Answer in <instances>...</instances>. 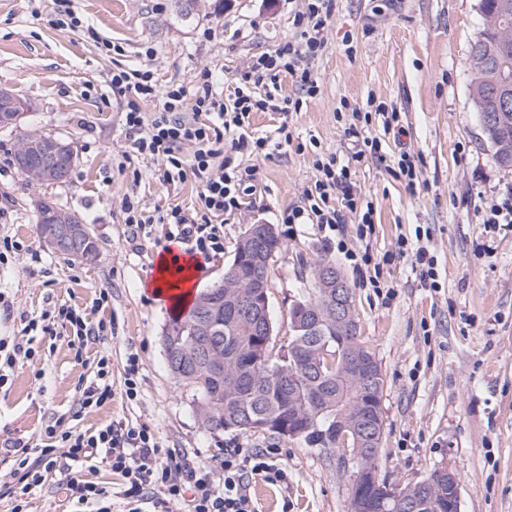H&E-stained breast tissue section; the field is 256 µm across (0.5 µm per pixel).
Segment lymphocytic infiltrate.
I'll return each mask as SVG.
<instances>
[{"label": "lymphocytic infiltrate", "mask_w": 512, "mask_h": 512, "mask_svg": "<svg viewBox=\"0 0 512 512\" xmlns=\"http://www.w3.org/2000/svg\"><path fill=\"white\" fill-rule=\"evenodd\" d=\"M301 2L302 8L294 19L300 29L299 41L255 57L243 70L232 98H224L215 90L212 75L206 69L201 71L192 93L181 86H159L150 70L113 71L112 91L126 101L124 126L130 153L156 159L155 176L159 181H191L197 187L198 205L191 211L175 205L155 213L131 197H123L121 211L130 238H150L154 225L162 224L166 238L187 245L189 253L207 259L223 252L225 214L240 210L246 192L256 187V167L240 166L232 158V151L245 150L261 156L277 147L272 139L247 135L252 113L300 110V100L279 95V77L284 73L307 96L314 97L319 92L317 79L300 62L322 50L323 31L334 0ZM154 100L160 101L161 106L153 116H146L142 106ZM233 129L238 132L237 138L225 142V132ZM378 149L376 140L365 137L353 145L346 163H338L333 156L317 160L315 180L303 192L306 206L289 208L281 217L285 224H317L337 232V251L345 253L352 263L373 267L377 272L382 269L381 261L371 252L348 249L340 233L347 212L358 219V239L370 238L374 232L373 205L354 192L349 175L352 164L377 155ZM336 195L341 198L337 208L329 204ZM61 329L79 353L88 343L112 333L111 324L105 320H89L86 314L67 305L50 306L39 317L24 319L20 335L0 337V389L8 385L16 366L34 363L38 337L56 336ZM138 377V360L129 356L123 387L114 391L111 359L100 356L95 381L85 386L77 399L78 411L100 407L117 394L127 402L136 401ZM8 450L13 462L9 473L0 480V496L14 498L13 512H27V495L42 486L60 455L81 464L100 462L122 477V486L116 491L75 477L65 479L69 498L95 512H111L115 503L122 505L125 512H173L181 503L186 512H259L250 493V476L261 477L270 484L287 480L284 470L270 464L268 453L233 448L224 453V483L216 485L210 468L194 463L188 455L160 448L146 426L126 419L81 432L65 427L63 418L52 417L44 427L42 443L33 445L17 439L10 442Z\"/></svg>", "instance_id": "f902f5d3"}]
</instances>
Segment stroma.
Instances as JSON below:
<instances>
[{"label":"stroma","mask_w":512,"mask_h":512,"mask_svg":"<svg viewBox=\"0 0 512 512\" xmlns=\"http://www.w3.org/2000/svg\"><path fill=\"white\" fill-rule=\"evenodd\" d=\"M299 0H73L81 28L49 25L52 0H0V87L31 102L18 130H0V236L29 245V254L0 269V295L12 317L0 316V336L17 335L19 317L39 316L46 296L93 312L108 291L103 316L110 337L75 354L66 338L39 342L37 367H17L8 391H0V478L9 472L5 441L37 443L47 418L70 415L83 385L93 380L95 359L112 357L121 379L129 354L139 361L137 403L114 398L72 418L79 431L126 417L148 426L164 448L194 454L222 477L225 449L270 450L288 474L287 486L250 478L261 512H351V480L334 454L275 432H211L192 402V390L169 371L160 336L175 312L143 291L155 273L165 233L130 242L119 200L130 195L147 209L196 202L192 183L155 179L156 161L128 156L123 130L125 102L112 92V70L150 69L160 85L194 90L201 70H211L225 94H233L247 61L296 40ZM120 46L105 54L85 34ZM483 28L479 0H336L324 31L323 51L305 60L320 84L302 98L291 78L281 96L302 98L299 111L281 117L256 112L248 133L265 137L287 123L293 136L268 156L240 151L237 163L256 166L254 195L224 217V251L202 263L197 290L224 278L237 243L250 224L274 225L282 247L269 271L270 303L279 343L288 341L289 311L311 297L310 265L327 260L352 288L358 334L375 354L384 377L382 478L411 485L447 466L460 478V512H512V224H489L493 204L512 190V168L500 166L470 96V49ZM211 37H204V30ZM375 101L394 109L397 123L381 115L356 119L353 107ZM380 141L388 159L414 158L415 190L375 159L351 170L358 193L372 199L375 231L370 249L390 255L384 290L364 285L335 243L315 224H282L281 214L300 205L316 175L315 162L352 146L346 131ZM35 131L70 143L73 163L65 183L36 185L12 160L19 132ZM49 197L74 210L98 242L95 261L82 263L47 248L38 228L36 202ZM426 244L437 260L438 289L421 287L410 258L391 251L397 237ZM42 375H35V368ZM71 474L107 487L120 475L59 458L42 487L28 496L29 512H74L61 481Z\"/></svg>","instance_id":"35a3bbf8"}]
</instances>
